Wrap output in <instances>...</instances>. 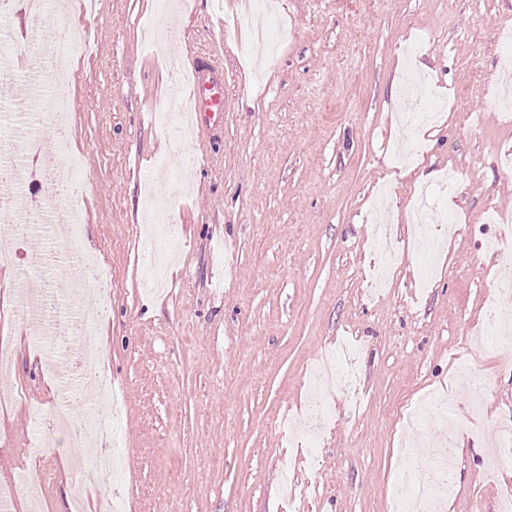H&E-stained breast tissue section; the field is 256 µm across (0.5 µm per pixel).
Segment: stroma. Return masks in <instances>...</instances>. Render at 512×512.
I'll return each instance as SVG.
<instances>
[{
	"instance_id": "stroma-1",
	"label": "stroma",
	"mask_w": 512,
	"mask_h": 512,
	"mask_svg": "<svg viewBox=\"0 0 512 512\" xmlns=\"http://www.w3.org/2000/svg\"><path fill=\"white\" fill-rule=\"evenodd\" d=\"M66 2L11 24L54 45L82 21L78 0ZM153 2L97 0L93 52L70 66L66 120L84 193L61 195L71 177L61 163L24 170L28 203L80 209L83 246L104 258L112 302L96 340L125 405L126 512H391L400 440L440 431L406 417L429 391L452 389L462 413L479 394L481 424H512V358L481 334L499 263L485 242L512 237V223L484 221L512 213V170L499 160L512 151V113L497 104L512 86L501 36L512 0H283L287 38L272 59L251 42L263 17L240 19L238 0H183L164 18ZM16 51L15 73L0 80V134L18 120L26 71L42 65ZM199 59L223 69L224 109L193 122L185 145L158 116L192 112ZM408 65L447 109L419 130L425 153L399 170L389 153L406 135L396 114ZM185 151L197 159L188 190L155 175L162 157ZM451 167L462 180L430 216L436 275L423 289L407 214L421 172L435 186ZM152 197L174 220L160 293L138 251ZM446 210L462 220L456 235ZM51 246L36 231L0 257V347L13 358L0 395L21 386L28 398L0 407V485L32 464L28 404L48 418L50 440L40 510L21 493L11 512H70L84 453L51 421L68 360L46 373L38 333L14 307L15 282L38 258L52 309L96 307ZM345 340L359 346L361 404L336 397L312 448L300 415L308 369ZM456 356L475 381L454 378ZM491 454L485 436L458 438L450 512H499L512 471L485 479Z\"/></svg>"
}]
</instances>
